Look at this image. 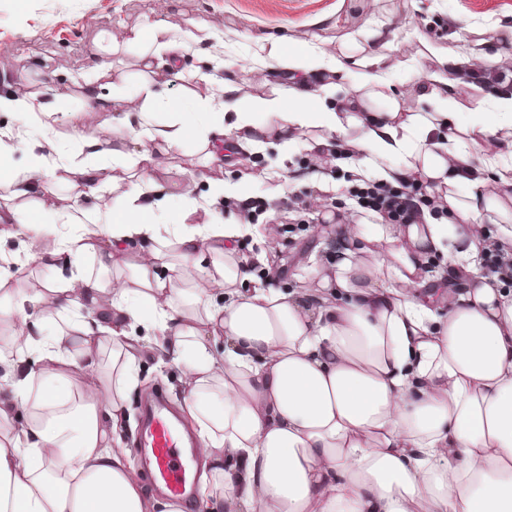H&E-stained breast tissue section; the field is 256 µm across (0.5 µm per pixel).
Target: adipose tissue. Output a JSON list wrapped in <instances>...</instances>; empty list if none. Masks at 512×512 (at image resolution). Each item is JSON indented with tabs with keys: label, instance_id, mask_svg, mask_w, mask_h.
Masks as SVG:
<instances>
[{
	"label": "adipose tissue",
	"instance_id": "1",
	"mask_svg": "<svg viewBox=\"0 0 512 512\" xmlns=\"http://www.w3.org/2000/svg\"><path fill=\"white\" fill-rule=\"evenodd\" d=\"M111 50L184 45L168 23L109 33ZM349 35L339 55L269 41L268 60L288 74L270 97H195L188 112L158 121V93L172 72L136 85L134 139L87 140L73 166L36 152L1 170L9 198L46 197L66 183L74 205L41 227L29 210L0 220L37 236L31 258L65 271L17 288L14 257L0 250V512H187L185 501L149 495L119 435L140 374V327L159 364L179 367L182 412L197 432L195 478L206 512H512V289L476 265V231L497 227L512 247V93L489 113L456 122L467 71L449 73L430 43L422 57L430 112H405L386 94L382 58ZM348 73L310 96L308 79ZM385 109L371 111L375 101ZM43 136L54 110L31 94L0 96ZM322 137L306 140L309 130ZM277 132L283 155L344 139L339 166L383 184L418 181L439 209L418 224H387L373 212L336 227L340 250L313 269L315 293L259 286L235 243L245 224L194 222L198 211L242 198L209 179L205 199L184 197L179 221L157 222L166 186L153 177V144L195 137L207 162L224 139L262 152ZM400 158L401 167L390 164ZM132 189L111 213L79 205L104 188L106 166ZM444 257L454 278H431Z\"/></svg>",
	"mask_w": 512,
	"mask_h": 512
}]
</instances>
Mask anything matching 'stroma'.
<instances>
[{"mask_svg": "<svg viewBox=\"0 0 512 512\" xmlns=\"http://www.w3.org/2000/svg\"><path fill=\"white\" fill-rule=\"evenodd\" d=\"M138 20L166 21L190 44L181 61V78L164 91L174 112L190 110L187 91L203 96L220 93V86L200 80L217 58L226 63L221 78L232 81L240 96L271 95L283 76L258 63L257 40L267 36L287 38L292 47L315 44L333 54L345 35L389 24L378 51L391 80L390 91L407 112L432 107L422 96V83L433 62L415 58L420 40L430 41L452 59L478 47L486 55V67L512 65V46L506 44L512 39V0H0V48L9 50L8 65L0 68V95L26 91L51 103L56 87L72 86V97L60 107L54 125L55 146H63L72 164L88 158L71 143L72 129L107 140L133 137L138 127V103L131 98L142 71L138 51L113 54L111 73L102 80L105 97L122 100L128 114L124 125L107 124L105 113L81 90L83 84L97 80L101 33ZM44 76L51 78V85L41 84ZM55 146L45 147V154L53 155ZM154 151L161 162L157 177L173 194L165 205L168 221H175L183 193L206 194L208 178L219 176L241 185L249 191L248 200L219 205L215 214L227 223L249 224L251 232L239 244L242 257L256 275L273 271L285 290L312 287L315 261L336 247L333 225H321L320 220L332 212L348 215L350 174L303 148L287 158L273 146L259 155L244 149L218 169L199 166L200 152L191 141L171 155L159 144ZM321 170L335 184L326 193L309 179ZM178 374L175 365H158L152 340L142 341L141 383L130 396L126 447H133L138 435L145 394H163L171 406H178Z\"/></svg>", "mask_w": 512, "mask_h": 512, "instance_id": "1", "label": "stroma"}]
</instances>
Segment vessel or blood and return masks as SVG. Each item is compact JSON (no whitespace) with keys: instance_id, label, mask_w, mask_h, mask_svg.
<instances>
[{"instance_id":"1","label":"vessel or blood","mask_w":512,"mask_h":512,"mask_svg":"<svg viewBox=\"0 0 512 512\" xmlns=\"http://www.w3.org/2000/svg\"><path fill=\"white\" fill-rule=\"evenodd\" d=\"M140 443L148 450V466L162 491L173 498H187L190 461L182 450V435L163 397L151 398L144 407Z\"/></svg>"}]
</instances>
